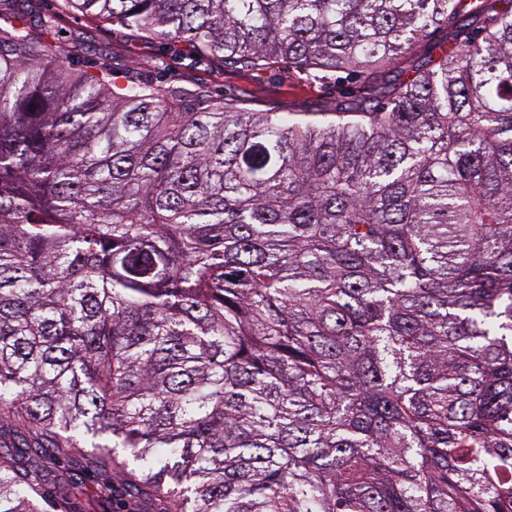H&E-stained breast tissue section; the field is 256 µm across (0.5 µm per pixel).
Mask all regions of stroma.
Listing matches in <instances>:
<instances>
[{
	"label": "stroma",
	"instance_id": "1",
	"mask_svg": "<svg viewBox=\"0 0 512 512\" xmlns=\"http://www.w3.org/2000/svg\"><path fill=\"white\" fill-rule=\"evenodd\" d=\"M50 43L75 70L92 72L106 66L120 75L144 74L159 84L200 85L254 111L314 112L347 89L332 72L315 75L284 61L262 74L231 68L222 59L197 56L183 44L164 45L79 15L64 17Z\"/></svg>",
	"mask_w": 512,
	"mask_h": 512
}]
</instances>
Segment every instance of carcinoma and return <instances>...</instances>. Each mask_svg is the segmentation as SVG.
<instances>
[{
    "label": "carcinoma",
    "instance_id": "obj_1",
    "mask_svg": "<svg viewBox=\"0 0 512 512\" xmlns=\"http://www.w3.org/2000/svg\"><path fill=\"white\" fill-rule=\"evenodd\" d=\"M59 11L374 81L253 112L0 12V512H512V0Z\"/></svg>",
    "mask_w": 512,
    "mask_h": 512
}]
</instances>
